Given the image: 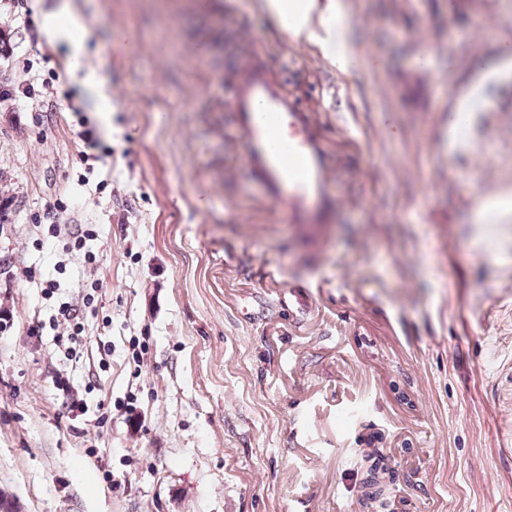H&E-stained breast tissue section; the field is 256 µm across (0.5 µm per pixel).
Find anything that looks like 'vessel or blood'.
Wrapping results in <instances>:
<instances>
[{
	"label": "vessel or blood",
	"instance_id": "obj_1",
	"mask_svg": "<svg viewBox=\"0 0 512 512\" xmlns=\"http://www.w3.org/2000/svg\"><path fill=\"white\" fill-rule=\"evenodd\" d=\"M229 107L252 181L287 213L296 234L316 238L330 221L334 201L328 153L312 113L277 86L256 56L239 68Z\"/></svg>",
	"mask_w": 512,
	"mask_h": 512
}]
</instances>
